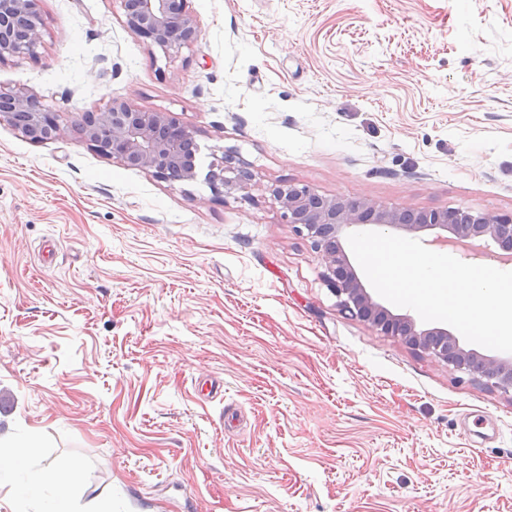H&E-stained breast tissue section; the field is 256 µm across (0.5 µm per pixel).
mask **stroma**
<instances>
[{
	"label": "stroma",
	"instance_id": "35a3bbf8",
	"mask_svg": "<svg viewBox=\"0 0 512 512\" xmlns=\"http://www.w3.org/2000/svg\"><path fill=\"white\" fill-rule=\"evenodd\" d=\"M189 6L168 60L120 0H41L0 64L68 129L0 124V446L79 460V512H512V396L345 315L271 195L512 213V0ZM115 100L247 191L97 153L73 125ZM254 175L236 162V156L224 153L220 164H210L204 180L214 192L223 188L224 194H232L248 189Z\"/></svg>",
	"mask_w": 512,
	"mask_h": 512
}]
</instances>
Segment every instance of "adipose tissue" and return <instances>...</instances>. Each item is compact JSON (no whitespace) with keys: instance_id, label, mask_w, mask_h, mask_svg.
Segmentation results:
<instances>
[{"instance_id":"1","label":"adipose tissue","mask_w":512,"mask_h":512,"mask_svg":"<svg viewBox=\"0 0 512 512\" xmlns=\"http://www.w3.org/2000/svg\"><path fill=\"white\" fill-rule=\"evenodd\" d=\"M32 446V440L27 439L14 444L9 451H0V478L10 481L15 500L37 503L38 512H74L67 481L77 477V463L61 460L32 465Z\"/></svg>"}]
</instances>
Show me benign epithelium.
<instances>
[{
	"mask_svg": "<svg viewBox=\"0 0 512 512\" xmlns=\"http://www.w3.org/2000/svg\"><path fill=\"white\" fill-rule=\"evenodd\" d=\"M41 0H0V63L10 57H36L43 43ZM126 24L158 46L165 56L198 41L201 30L188 0H121ZM5 122L33 141L66 134L58 113L22 87L0 85V123ZM79 126L86 142L99 154L122 165L142 169L168 182L197 180L196 132L176 123L168 113L142 111L124 101L88 112ZM215 191L232 194L248 189L253 174L224 154L204 177ZM271 194L286 223L310 241L324 264L323 278L342 312L409 347L427 353L455 370L512 394V361L490 358L460 345L443 327L425 328L409 314H394L363 283L344 248L348 230L367 225L385 227L412 237L432 235L453 245L495 243L512 252V214L463 208L419 211L386 207L372 199L328 197L307 185L280 184Z\"/></svg>",
	"mask_w": 512,
	"mask_h": 512,
	"instance_id": "benign-epithelium-1",
	"label": "benign epithelium"
}]
</instances>
